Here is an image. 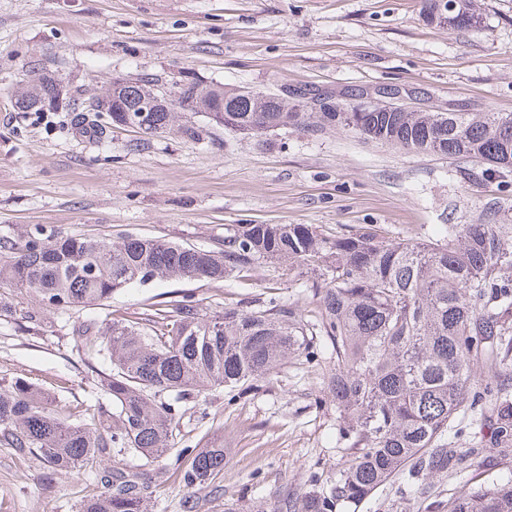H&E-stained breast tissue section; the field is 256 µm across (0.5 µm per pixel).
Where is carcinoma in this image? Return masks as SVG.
Masks as SVG:
<instances>
[{
	"mask_svg": "<svg viewBox=\"0 0 512 512\" xmlns=\"http://www.w3.org/2000/svg\"><path fill=\"white\" fill-rule=\"evenodd\" d=\"M466 2L467 15L448 17L447 26L479 23L476 0ZM54 77L43 70L19 84L14 109L45 111ZM156 81L146 73L93 92L123 109ZM231 91L199 78L186 82L179 101L188 111L153 113L140 143L161 132L196 139L189 116L202 106L209 123L229 134L341 127L403 150L493 160L497 171L512 173L511 112H286L274 92ZM87 99L73 89L69 111L75 128L96 138ZM267 260L306 276L310 313L271 297L251 310L226 305L208 319L183 294L148 326L110 316L80 322L71 329L74 343L111 364L100 379L107 400L73 411L22 378L0 384V445L40 457L52 475L95 470L113 448L151 461L171 448L182 405L206 387H223L234 400L296 356L315 360L321 344L330 350L324 391L336 407L346 459L332 477L311 472L305 492L280 493L272 512H348L400 475L424 498L430 480L466 468L474 481L440 503V512H512V479H478L479 449L452 441L469 421L491 427L492 445L512 447V224L498 223L495 210L480 224L448 225L435 243L385 239L371 228L331 238L308 224H237L218 246L199 248L26 227L0 238V287L26 290L38 308L25 319L38 325L48 311L101 305L133 284L220 282ZM480 367L492 378L478 382ZM225 459L222 441L185 447L175 472L184 488H201ZM100 484L78 512H146L154 493L144 471L116 468Z\"/></svg>",
	"mask_w": 512,
	"mask_h": 512,
	"instance_id": "obj_1",
	"label": "carcinoma"
}]
</instances>
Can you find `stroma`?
<instances>
[{"label":"stroma","mask_w":512,"mask_h":512,"mask_svg":"<svg viewBox=\"0 0 512 512\" xmlns=\"http://www.w3.org/2000/svg\"><path fill=\"white\" fill-rule=\"evenodd\" d=\"M479 6L476 30L428 24L421 0H0V237L27 225L207 248L236 224H308L329 236L371 224L435 241L445 225L481 223L492 205L511 224L512 173L485 172L465 157L409 152L336 128L230 136L201 115L199 139L158 136L140 146L127 129L92 140L69 113L18 112L10 101L44 68L88 90L115 75L189 71L337 98L397 85L434 112H512V0ZM177 293L193 295L209 316L274 294L311 307L310 292L277 262L245 280L137 284L101 306L47 313L38 325L24 318L33 307L24 291L0 288V382L19 377L62 404H93L109 364L75 347L73 324L108 312L149 318ZM212 439L223 440L226 464L196 491L198 512H224L230 501L271 512L282 490H304L311 470L330 476L345 459L321 369L299 356L237 400L204 391L183 415L174 450L150 466L114 451L103 466L146 468L156 488L148 512H181L187 491L173 472L174 451ZM465 483L436 478L420 500L398 479L355 512H437ZM98 488L94 474L53 477L39 457L0 446V512H76Z\"/></svg>","instance_id":"obj_1"}]
</instances>
